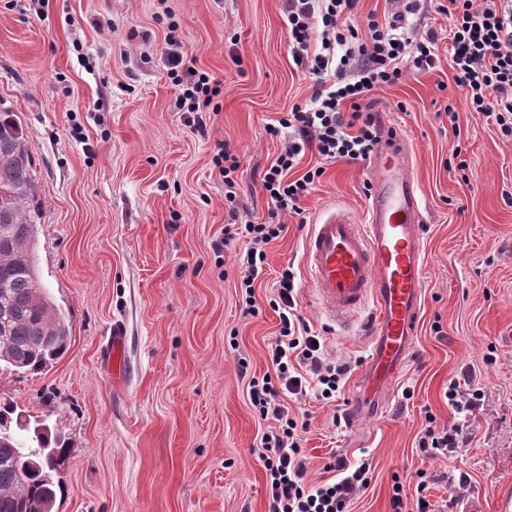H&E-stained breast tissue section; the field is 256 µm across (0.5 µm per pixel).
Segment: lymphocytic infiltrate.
<instances>
[{
	"instance_id": "lymphocytic-infiltrate-1",
	"label": "lymphocytic infiltrate",
	"mask_w": 512,
	"mask_h": 512,
	"mask_svg": "<svg viewBox=\"0 0 512 512\" xmlns=\"http://www.w3.org/2000/svg\"><path fill=\"white\" fill-rule=\"evenodd\" d=\"M359 0H284L291 53L312 78V93L304 105L293 106L270 125V136L283 147L263 176L262 187L276 212L301 214V203L324 174L325 164L357 162L370 157L379 141V129L370 113L371 92L395 85L407 67L429 71L437 66L438 36L419 33L407 24L420 14L426 0H391L384 15L369 14L365 30L350 16ZM436 13L451 16L448 30L450 61L455 87L469 110L492 118L502 136L512 138V0H433ZM176 25L165 35L164 59L177 88L175 105L187 115L193 132L203 133V112L220 93L207 73L186 64ZM321 160L301 176L293 171L306 151ZM215 163L224 174L230 224L216 250L240 243L237 262L241 272L242 312L259 309L254 283L266 263L269 245L286 230L282 224L240 221V200L234 174L238 159L221 148ZM295 274L284 267L269 300L277 313L276 336L267 345L269 365L263 376L248 381L250 404L267 421L260 438L259 459L266 471L268 512H348L356 495L370 482L369 463L351 466L344 459L326 465L332 480L307 478L303 432L292 402L310 396L337 394L351 368L328 358L321 336L312 333L297 311ZM458 424H428L418 442L425 457H447L464 444Z\"/></svg>"
}]
</instances>
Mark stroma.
<instances>
[{"label": "stroma", "instance_id": "1", "mask_svg": "<svg viewBox=\"0 0 512 512\" xmlns=\"http://www.w3.org/2000/svg\"><path fill=\"white\" fill-rule=\"evenodd\" d=\"M171 23L186 61L222 90L201 135L173 106L162 54ZM438 46L435 69H407L369 95L382 129L404 135L426 203L416 346L384 409L359 425L346 420L351 379L336 400L298 406L309 423L308 480L324 479V465L340 457L371 463L350 512H392L393 483L415 497L423 472L436 504L453 495L499 512L512 497V347L499 340L512 327V140L468 110L447 39ZM310 93L290 53L282 0H0V98L34 160L39 269L71 332L45 370L1 372L0 399L66 439V460L51 474L52 512H268L257 448L266 424L246 378L267 370L279 323L268 300L285 266L296 273L298 310L330 357L363 367L366 333L320 312L304 243L331 210L362 220L370 161L324 166L300 216L274 215L262 187L282 149L268 123ZM224 145L240 161L234 178L245 216L286 226L255 283V316L242 313L233 251L213 249L229 221L213 163ZM115 331L124 338L119 387L106 362ZM462 377L481 395L464 445L426 459L418 449L426 418L454 423L445 393ZM463 472L470 483L461 488Z\"/></svg>", "mask_w": 512, "mask_h": 512}]
</instances>
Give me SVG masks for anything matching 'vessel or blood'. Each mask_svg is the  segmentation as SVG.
Listing matches in <instances>:
<instances>
[{"label":"vessel or blood","instance_id":"1","mask_svg":"<svg viewBox=\"0 0 512 512\" xmlns=\"http://www.w3.org/2000/svg\"><path fill=\"white\" fill-rule=\"evenodd\" d=\"M406 159L401 134L383 136L371 162L377 177L362 223L332 212L305 241L307 276L330 321L346 325L367 305L375 307L369 355L350 402L359 419L378 409L399 381L423 311L425 201Z\"/></svg>","mask_w":512,"mask_h":512}]
</instances>
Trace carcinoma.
Segmentation results:
<instances>
[{
	"mask_svg": "<svg viewBox=\"0 0 512 512\" xmlns=\"http://www.w3.org/2000/svg\"><path fill=\"white\" fill-rule=\"evenodd\" d=\"M40 199L33 161L13 111L0 100V369L38 372L67 350L69 328L37 264ZM58 431L0 403V512H52L51 472L65 462Z\"/></svg>",
	"mask_w": 512,
	"mask_h": 512,
	"instance_id": "cac0c4a2",
	"label": "carcinoma"
}]
</instances>
